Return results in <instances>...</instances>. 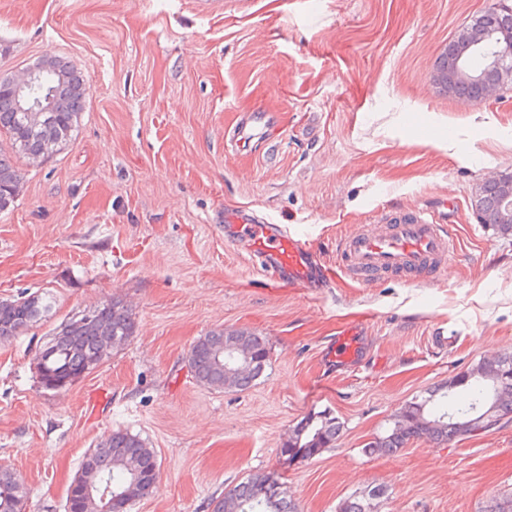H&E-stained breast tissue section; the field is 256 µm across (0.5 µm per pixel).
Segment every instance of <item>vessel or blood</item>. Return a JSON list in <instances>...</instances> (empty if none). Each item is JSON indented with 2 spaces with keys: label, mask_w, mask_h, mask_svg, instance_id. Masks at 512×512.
I'll use <instances>...</instances> for the list:
<instances>
[{
  "label": "vessel or blood",
  "mask_w": 512,
  "mask_h": 512,
  "mask_svg": "<svg viewBox=\"0 0 512 512\" xmlns=\"http://www.w3.org/2000/svg\"><path fill=\"white\" fill-rule=\"evenodd\" d=\"M275 123L274 113L252 110L239 115L231 131V142L249 143ZM224 231L256 260L264 273L289 288H324L327 264L308 244L246 208L224 214ZM385 228L358 230L336 238V268L363 281L380 274L405 277L408 282L427 281L455 256L457 239L449 227L428 213L406 214L385 220ZM337 369H353L362 361L359 345L340 336L329 355Z\"/></svg>",
  "instance_id": "b4317fda"
}]
</instances>
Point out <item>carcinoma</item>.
<instances>
[{
    "instance_id": "cac0c4a2",
    "label": "carcinoma",
    "mask_w": 512,
    "mask_h": 512,
    "mask_svg": "<svg viewBox=\"0 0 512 512\" xmlns=\"http://www.w3.org/2000/svg\"><path fill=\"white\" fill-rule=\"evenodd\" d=\"M54 67L63 80L51 78L34 90L32 100L39 103L51 96L55 111L40 127L27 125L18 112L9 75H0V135L6 136L8 149L0 147V210L15 199L21 179L16 159L27 161L38 155L47 137L64 145L72 138L85 107L87 80L56 57ZM53 308L49 297L29 296L0 301V339L16 336L46 318ZM129 310L119 301L72 317L55 328L39 350L36 362L41 383L49 389L66 386L96 368L113 349L123 345L132 334ZM235 336L251 352L254 365L242 373L234 389L245 390L263 375L270 364L267 344L259 335L247 331L212 330L196 341L188 355L191 376L211 388L224 387V337ZM500 373L498 385L512 388V355L496 359ZM492 384L473 371L456 374L448 384L437 387L427 396L410 402L400 412L404 423L379 437L369 451L393 453L414 438L445 444L471 433L472 421L491 396ZM340 424L324 414L306 417L295 432V442L306 448L311 457L336 440ZM160 465L153 449L136 435L116 431L90 450L80 465V475L95 484V497L77 498L67 504L68 512H100L102 495L111 502V512H127L132 498L150 492L159 475ZM24 492L14 474L0 467V512H20ZM213 512H298L296 504L276 479L252 474L246 481L214 501Z\"/></svg>"
}]
</instances>
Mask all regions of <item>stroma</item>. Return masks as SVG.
<instances>
[{"instance_id":"stroma-1","label":"stroma","mask_w":512,"mask_h":512,"mask_svg":"<svg viewBox=\"0 0 512 512\" xmlns=\"http://www.w3.org/2000/svg\"><path fill=\"white\" fill-rule=\"evenodd\" d=\"M0 0V74L64 58L87 78L72 139L21 164L0 211V300L50 294L49 319L0 339V467L25 512H67L84 455L113 431L153 448L159 477L130 512H212L249 475L300 512H340L382 488L378 512H483L512 492V421L437 445L371 454L402 408L512 354V236L479 223L487 174L512 172V81L468 104L436 85L442 47L493 0ZM276 124L231 146L239 113ZM247 206L327 262L336 234L444 211L459 244L430 283L349 276L308 291L272 282L224 236ZM134 330L94 370L45 388L36 355L61 322L110 300ZM262 336L271 365L243 391L200 385L187 357L215 329ZM355 333L366 358L328 352ZM333 447L288 459L307 416ZM359 348L351 336H338L336 348L330 352L329 361L336 364V370L355 369L363 360Z\"/></svg>"}]
</instances>
